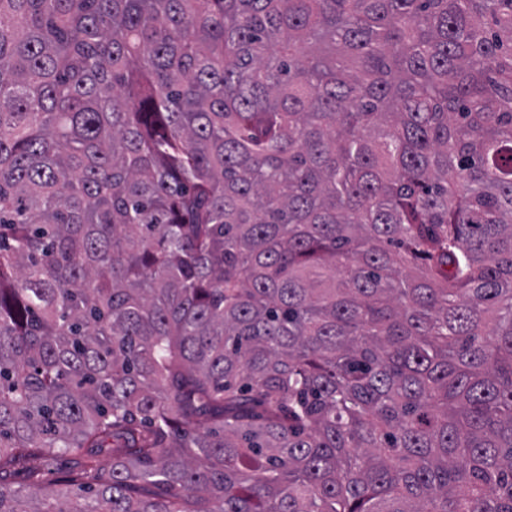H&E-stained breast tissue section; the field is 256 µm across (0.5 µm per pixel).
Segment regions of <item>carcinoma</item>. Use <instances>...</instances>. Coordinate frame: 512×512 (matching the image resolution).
Returning a JSON list of instances; mask_svg holds the SVG:
<instances>
[{
	"label": "carcinoma",
	"mask_w": 512,
	"mask_h": 512,
	"mask_svg": "<svg viewBox=\"0 0 512 512\" xmlns=\"http://www.w3.org/2000/svg\"><path fill=\"white\" fill-rule=\"evenodd\" d=\"M0 512H512V0H0ZM35 460H28L10 467L5 474V482L13 487H31L39 495L51 496L61 488H76L81 482L80 464L70 454H60L51 470H39ZM38 472V478L35 472Z\"/></svg>",
	"instance_id": "1"
}]
</instances>
